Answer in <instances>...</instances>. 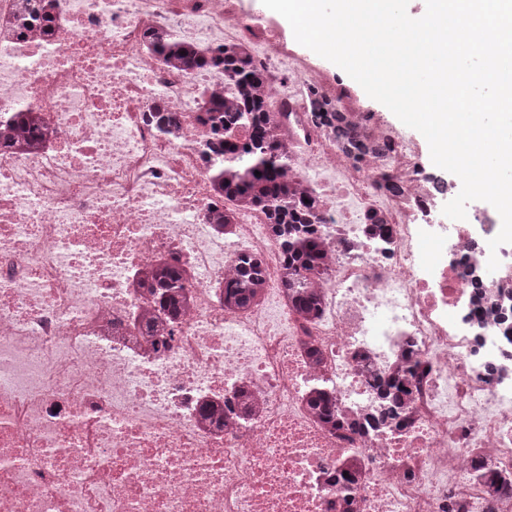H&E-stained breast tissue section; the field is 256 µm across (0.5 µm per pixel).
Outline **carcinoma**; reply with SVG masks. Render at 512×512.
<instances>
[{"label":"carcinoma","mask_w":512,"mask_h":512,"mask_svg":"<svg viewBox=\"0 0 512 512\" xmlns=\"http://www.w3.org/2000/svg\"><path fill=\"white\" fill-rule=\"evenodd\" d=\"M160 49L170 58L186 59L197 66H220L235 76L243 88L236 105L228 106L217 100L211 108L214 140L205 143V154L212 176L221 185L224 196L264 207L286 258V277L294 292L295 305L303 313L314 311L317 299L304 290L300 276L322 263V240L313 224V202L307 203L292 194L283 175L285 156L272 143L270 119L254 93L263 82L262 73L242 52L224 50L207 60L196 56L189 45L175 40L162 43ZM238 127L249 130L248 141L236 140L234 129ZM261 276L257 261L241 259L225 287L224 303L236 307L249 305L256 297ZM149 288L162 307L173 312L178 309L183 283L177 270L165 268L155 273Z\"/></svg>","instance_id":"carcinoma-1"}]
</instances>
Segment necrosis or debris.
Returning a JSON list of instances; mask_svg holds the SVG:
<instances>
[{
    "mask_svg": "<svg viewBox=\"0 0 512 512\" xmlns=\"http://www.w3.org/2000/svg\"><path fill=\"white\" fill-rule=\"evenodd\" d=\"M35 4L50 23L0 0V512H512V246L489 249L496 210L447 220L455 188L419 142L241 0ZM169 39L263 71L285 173L318 204L314 315L262 210L213 188L205 110L234 102L236 79L163 60ZM328 102L387 152L341 148L314 120ZM243 257L261 288L230 307ZM164 266L184 284L171 315L145 281ZM388 378L402 403L363 428ZM318 388L338 425L310 407Z\"/></svg>",
    "mask_w": 512,
    "mask_h": 512,
    "instance_id": "4bbe7bcc",
    "label": "necrosis or debris"
}]
</instances>
